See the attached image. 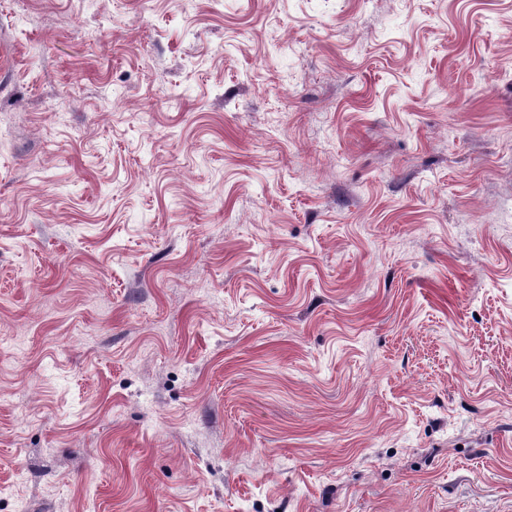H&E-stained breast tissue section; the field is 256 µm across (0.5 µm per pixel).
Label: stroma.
Listing matches in <instances>:
<instances>
[{"instance_id":"obj_1","label":"stroma","mask_w":512,"mask_h":512,"mask_svg":"<svg viewBox=\"0 0 512 512\" xmlns=\"http://www.w3.org/2000/svg\"><path fill=\"white\" fill-rule=\"evenodd\" d=\"M0 512H512V0H0Z\"/></svg>"}]
</instances>
